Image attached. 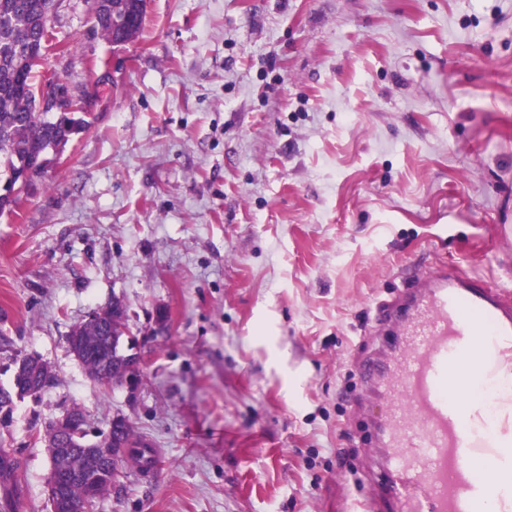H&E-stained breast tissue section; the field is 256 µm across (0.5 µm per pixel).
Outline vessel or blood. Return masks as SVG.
<instances>
[{
	"instance_id": "obj_1",
	"label": "vessel or blood",
	"mask_w": 512,
	"mask_h": 512,
	"mask_svg": "<svg viewBox=\"0 0 512 512\" xmlns=\"http://www.w3.org/2000/svg\"><path fill=\"white\" fill-rule=\"evenodd\" d=\"M382 312L394 353L362 370L386 485L349 512H512V290L441 266Z\"/></svg>"
}]
</instances>
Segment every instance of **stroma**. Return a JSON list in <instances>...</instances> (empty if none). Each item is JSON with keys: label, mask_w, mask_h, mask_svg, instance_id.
I'll list each match as a JSON object with an SVG mask.
<instances>
[{"label": "stroma", "mask_w": 512, "mask_h": 512, "mask_svg": "<svg viewBox=\"0 0 512 512\" xmlns=\"http://www.w3.org/2000/svg\"><path fill=\"white\" fill-rule=\"evenodd\" d=\"M54 37L37 81L89 127L0 217V386L54 373L0 424V512H50L36 432L72 408L157 459L95 512H343L381 480L378 302L441 265L512 282V0H149L122 47L58 0ZM116 297L134 394L68 347ZM142 360L137 351L125 356L119 377L115 379L116 386H122L129 391H135L141 384ZM34 355H25L16 359V373L13 385L10 388L0 387V421L10 417L14 408V395L20 392H28L29 396H38L54 379V375L46 367L42 366Z\"/></svg>", "instance_id": "obj_1"}]
</instances>
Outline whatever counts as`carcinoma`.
Here are the masks:
<instances>
[{"label":"carcinoma","instance_id":"carcinoma-1","mask_svg":"<svg viewBox=\"0 0 512 512\" xmlns=\"http://www.w3.org/2000/svg\"><path fill=\"white\" fill-rule=\"evenodd\" d=\"M56 0H0V176L13 180L24 189L32 178L41 174L53 158L64 153L74 135L89 125L86 113L75 112L66 119L47 112L32 111L36 93L33 82L35 68L43 59L52 33ZM148 0H117L124 7L128 29L116 25L112 12L95 11L94 25L108 43L124 46L134 42L142 29ZM112 305L101 308L96 321H84L75 326L71 335L84 345L79 360L90 377L98 384L108 386L105 379L101 351L111 352L113 371H119L124 351L123 332L112 324ZM13 385L0 387V421L10 417L17 391L38 396L54 379V375L38 362V358L25 355L16 360ZM45 441L53 453L52 463L59 472L77 468L83 459L75 454L54 452L57 434L53 424L46 426ZM126 448H116V471L131 460L149 468L152 457L146 449L136 447L137 435L133 424L125 432Z\"/></svg>","mask_w":512,"mask_h":512}]
</instances>
